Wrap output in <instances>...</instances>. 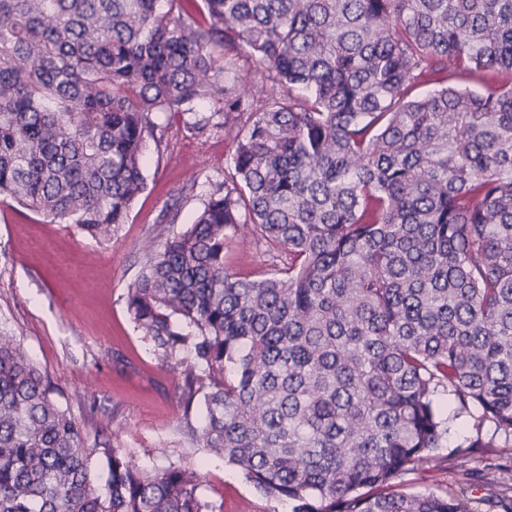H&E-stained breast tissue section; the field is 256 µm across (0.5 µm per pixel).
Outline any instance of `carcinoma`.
<instances>
[{
    "mask_svg": "<svg viewBox=\"0 0 512 512\" xmlns=\"http://www.w3.org/2000/svg\"><path fill=\"white\" fill-rule=\"evenodd\" d=\"M205 98L224 181L126 294L202 395L192 441L291 512H485L403 485L460 417L455 456L512 444V0H0V197L110 240L153 116ZM245 241L288 263L234 272ZM199 486L87 447L0 331V512H208Z\"/></svg>",
    "mask_w": 512,
    "mask_h": 512,
    "instance_id": "1",
    "label": "carcinoma"
}]
</instances>
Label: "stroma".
<instances>
[{"instance_id": "stroma-1", "label": "stroma", "mask_w": 512, "mask_h": 512, "mask_svg": "<svg viewBox=\"0 0 512 512\" xmlns=\"http://www.w3.org/2000/svg\"><path fill=\"white\" fill-rule=\"evenodd\" d=\"M219 109L203 99L181 117L157 114L164 136L146 143L147 188L111 240L91 239L74 225L49 223L0 199V326L21 340L48 375L87 445L105 432L142 467L200 470L201 495L211 512H291L288 500L265 498L235 466L189 441L187 429L201 425L202 407L184 408L180 379L143 339L126 305L127 289L141 269L142 243L191 224L211 182L224 177L229 142L223 131L199 135L189 128L195 114ZM173 206L174 223H160L161 213ZM286 260L261 243L227 254L230 268L242 274ZM473 434L468 419L454 421L435 451L442 465L410 474L407 492L464 487L473 496L498 493L495 466L512 461V449L480 448L463 460L452 457Z\"/></svg>"}]
</instances>
